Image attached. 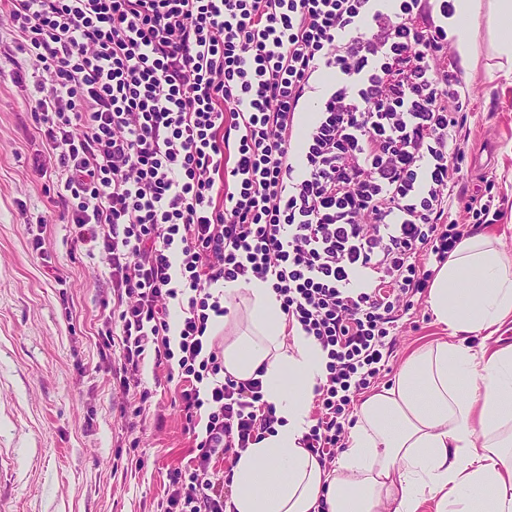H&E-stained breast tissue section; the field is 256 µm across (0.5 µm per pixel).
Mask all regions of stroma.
<instances>
[{"label":"stroma","mask_w":512,"mask_h":512,"mask_svg":"<svg viewBox=\"0 0 512 512\" xmlns=\"http://www.w3.org/2000/svg\"><path fill=\"white\" fill-rule=\"evenodd\" d=\"M494 64L488 33L479 31L477 53L461 74L469 96L452 108L458 137L450 149L467 193L451 217L512 254V73ZM21 73L37 75L35 62L0 56V512H154L168 469L189 462L194 441L165 368L145 360L140 381L152 397L136 417L122 414L128 398L99 366L94 334L108 275L100 256L72 252L49 202L60 185L34 171L39 143ZM473 194L494 204L498 218L471 217ZM35 224L47 227L44 260L29 244ZM55 268L68 272L66 286L54 281ZM64 294L73 302L68 315ZM390 334L396 345L374 392L393 382L414 350L451 337L423 296ZM135 456L142 467H132Z\"/></svg>","instance_id":"obj_1"}]
</instances>
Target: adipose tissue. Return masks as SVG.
I'll list each match as a JSON object with an SVG mask.
<instances>
[{
	"mask_svg": "<svg viewBox=\"0 0 512 512\" xmlns=\"http://www.w3.org/2000/svg\"><path fill=\"white\" fill-rule=\"evenodd\" d=\"M500 67L512 69V0H457L455 43L475 55L479 25ZM244 313L224 336V371L260 377L278 422L241 451L226 512H512V347L485 355L464 337L512 318V256L488 235L462 240L436 274L428 304L452 341L426 345L391 386L363 399L349 446L327 469L301 440L324 358L289 328L270 283L228 282Z\"/></svg>",
	"mask_w": 512,
	"mask_h": 512,
	"instance_id": "1",
	"label": "adipose tissue"
}]
</instances>
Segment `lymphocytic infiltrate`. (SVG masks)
<instances>
[{"mask_svg": "<svg viewBox=\"0 0 512 512\" xmlns=\"http://www.w3.org/2000/svg\"><path fill=\"white\" fill-rule=\"evenodd\" d=\"M41 171L73 248L98 252L96 331L123 391L146 356L177 372L197 453L163 512H226L232 467L274 431L262 382L224 374V281L271 284L326 358L302 444L336 457L354 396L391 355L404 299L465 236L449 104L455 0H6Z\"/></svg>", "mask_w": 512, "mask_h": 512, "instance_id": "obj_1", "label": "lymphocytic infiltrate"}]
</instances>
